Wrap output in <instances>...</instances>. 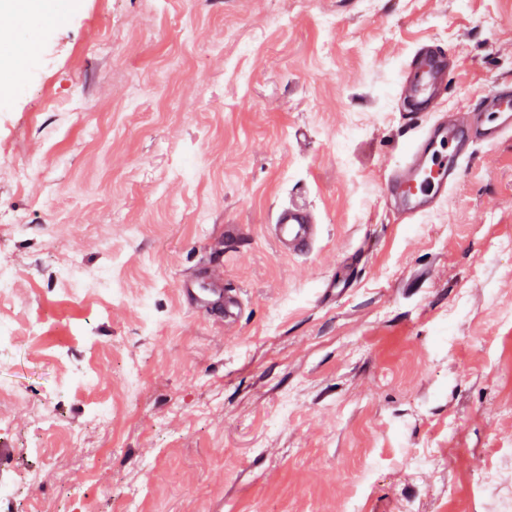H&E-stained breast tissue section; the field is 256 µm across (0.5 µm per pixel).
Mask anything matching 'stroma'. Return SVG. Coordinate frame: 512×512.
Returning <instances> with one entry per match:
<instances>
[{"mask_svg":"<svg viewBox=\"0 0 512 512\" xmlns=\"http://www.w3.org/2000/svg\"><path fill=\"white\" fill-rule=\"evenodd\" d=\"M27 3L0 12V73L22 41L40 55L0 109V263L19 276L0 383L20 390L0 399V481L42 478L0 512H479L486 480L512 492V246L491 248L512 237V137L419 222L380 193L411 136L408 55H452L448 109L479 108L512 84V0H44L54 26ZM291 202L322 224L306 256L268 232ZM58 260L112 267L119 296L72 302ZM215 263L242 299L228 326L178 288ZM333 276L351 288L324 291ZM85 349L105 424L59 388ZM43 407L60 429L40 455Z\"/></svg>","mask_w":512,"mask_h":512,"instance_id":"obj_1","label":"stroma"}]
</instances>
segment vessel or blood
<instances>
[{
  "mask_svg": "<svg viewBox=\"0 0 512 512\" xmlns=\"http://www.w3.org/2000/svg\"><path fill=\"white\" fill-rule=\"evenodd\" d=\"M447 87L445 52L435 46L420 47L404 67L398 84L399 96L414 116V133L382 184L384 193L398 203L409 222L431 214L447 199L449 190L471 165L476 144L491 146L512 132V87L498 86L484 98V111L495 115L488 124L461 112L444 117ZM272 232L288 253H312L320 239L316 216L294 204L277 211ZM179 289L198 306L222 314L228 325L241 309L236 293L225 288L221 274L212 269L205 270L200 281L180 282Z\"/></svg>",
  "mask_w": 512,
  "mask_h": 512,
  "instance_id": "1",
  "label": "vessel or blood"
}]
</instances>
